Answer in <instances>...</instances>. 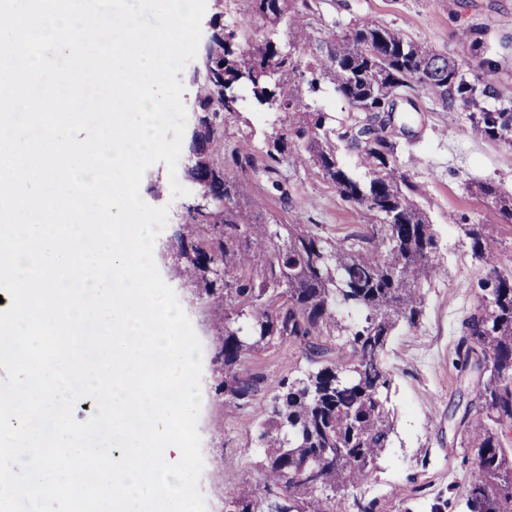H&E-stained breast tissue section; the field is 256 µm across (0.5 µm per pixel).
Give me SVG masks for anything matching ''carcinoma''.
Segmentation results:
<instances>
[{"label": "carcinoma", "mask_w": 512, "mask_h": 512, "mask_svg": "<svg viewBox=\"0 0 512 512\" xmlns=\"http://www.w3.org/2000/svg\"><path fill=\"white\" fill-rule=\"evenodd\" d=\"M249 20L224 32L199 65L188 176L199 192L224 206L187 208L176 248L182 273L216 307V392L241 408L261 391L264 377L243 361L278 338L298 343L317 368L282 380L260 425L261 481L233 489L238 512H336V503L368 482L394 430L386 407L391 385L382 354L400 324L416 325L423 286L432 282L437 239L418 202L422 188L395 164L388 127L392 99L427 92L442 103L467 106L476 87L458 79L455 60L369 22L324 38L309 19L310 0H243ZM309 53L302 64L300 56ZM329 82L355 111L335 129L314 109ZM282 114L261 149L250 133L233 131L241 91ZM490 137L512 132V112H473ZM354 148L365 176L340 164L336 142ZM285 165H308L340 197L370 213L364 233L330 241L299 218L283 224L250 197L249 179L262 175L288 207L280 180ZM476 191L512 216V195L493 183ZM483 302L466 322L463 361L484 366L477 390L482 413L469 425L474 480L468 512H512V448L499 431L512 423V278L494 273ZM356 311L360 320L347 317ZM336 338V353L321 343Z\"/></svg>", "instance_id": "1"}]
</instances>
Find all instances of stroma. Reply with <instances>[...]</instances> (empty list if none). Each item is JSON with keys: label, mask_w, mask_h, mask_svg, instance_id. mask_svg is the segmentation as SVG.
Returning <instances> with one entry per match:
<instances>
[{"label": "stroma", "mask_w": 512, "mask_h": 512, "mask_svg": "<svg viewBox=\"0 0 512 512\" xmlns=\"http://www.w3.org/2000/svg\"><path fill=\"white\" fill-rule=\"evenodd\" d=\"M311 18L326 32L342 33L358 22L401 29L407 38L428 44L458 61L467 82L487 86L480 105L512 107V0H310ZM470 110L460 103L442 105L421 92L413 102L398 101L390 128L397 144L396 163L425 188L422 201L438 234V274L425 287L420 323L401 325L384 352L391 375L389 407L396 433L378 462L373 478L359 495L377 500L381 512H431L438 499H448V512H465L472 470L465 458L463 417L479 413L476 391L480 375L463 367L459 344L465 322L482 297L481 284L492 272L512 273V219L476 192L494 183L512 194V141L492 138L474 128ZM289 201L280 203L267 182L252 184L261 210L287 208L289 216L317 225L332 240L365 231L368 215L345 202L335 187L304 167H284ZM178 181L185 195L171 194L165 163L151 166L140 184L149 205L169 209L154 258L164 281L174 290L197 334L202 364V405L197 429L204 462L199 489L206 512H237L232 488L260 479L258 442L264 419L281 378H296L308 368L299 344L275 339L248 357L245 371L264 376L260 394L248 408L216 395L213 356L215 312L187 279L177 273L181 262L175 235L193 203L196 185L186 173ZM483 225L490 234V256L472 250L465 225Z\"/></svg>", "instance_id": "obj_1"}]
</instances>
